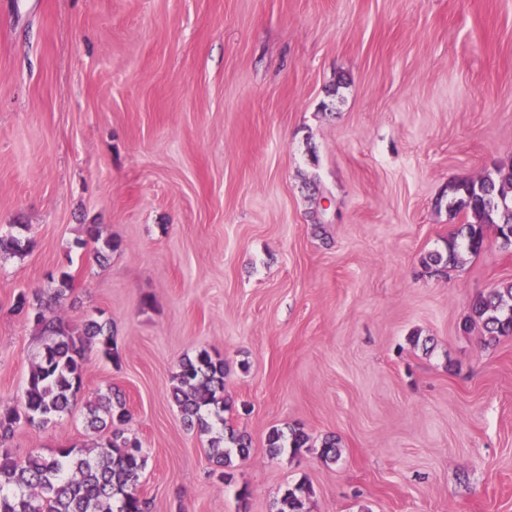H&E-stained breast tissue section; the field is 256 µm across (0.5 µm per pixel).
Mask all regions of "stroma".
<instances>
[{
  "instance_id": "obj_1",
  "label": "stroma",
  "mask_w": 512,
  "mask_h": 512,
  "mask_svg": "<svg viewBox=\"0 0 512 512\" xmlns=\"http://www.w3.org/2000/svg\"><path fill=\"white\" fill-rule=\"evenodd\" d=\"M510 164L512 0H0V235L30 242L0 255V410L40 348L19 292L69 273L59 315L120 353L14 455L99 446L115 388L151 512H275L302 480L305 512H512V336L463 327L512 248L421 264L464 222L448 181ZM202 350L252 441L228 483L170 395ZM293 427L311 450L269 458Z\"/></svg>"
}]
</instances>
